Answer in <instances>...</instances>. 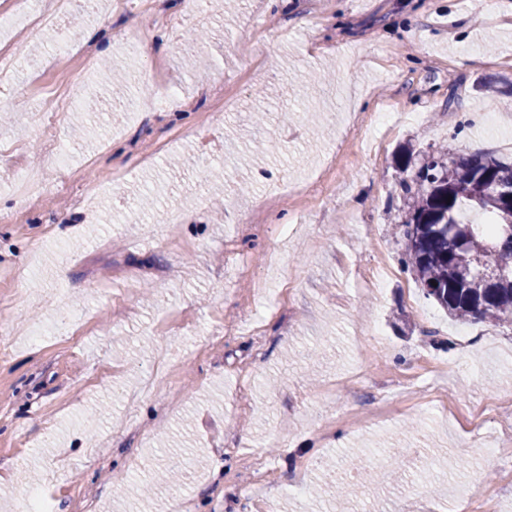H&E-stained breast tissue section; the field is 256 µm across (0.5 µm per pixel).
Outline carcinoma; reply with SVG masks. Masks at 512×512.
<instances>
[{
	"instance_id": "cac0c4a2",
	"label": "carcinoma",
	"mask_w": 512,
	"mask_h": 512,
	"mask_svg": "<svg viewBox=\"0 0 512 512\" xmlns=\"http://www.w3.org/2000/svg\"><path fill=\"white\" fill-rule=\"evenodd\" d=\"M407 206L403 265L427 297L462 320L512 323V199L485 192L489 184L512 189V162L487 155L410 153L396 162ZM490 217L488 224L461 219L464 206ZM489 260L503 277L489 281L479 262Z\"/></svg>"
}]
</instances>
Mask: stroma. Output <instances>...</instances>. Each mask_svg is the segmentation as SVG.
<instances>
[{"label": "stroma", "instance_id": "1", "mask_svg": "<svg viewBox=\"0 0 512 512\" xmlns=\"http://www.w3.org/2000/svg\"><path fill=\"white\" fill-rule=\"evenodd\" d=\"M186 7L0 30V512L20 480L55 512H265L259 458L278 512H482L492 487L512 512V457L470 435L512 408V324L425 298L394 165L512 161V98L473 89L512 79V0H210L194 61ZM55 85L64 173L32 123Z\"/></svg>", "mask_w": 512, "mask_h": 512}]
</instances>
